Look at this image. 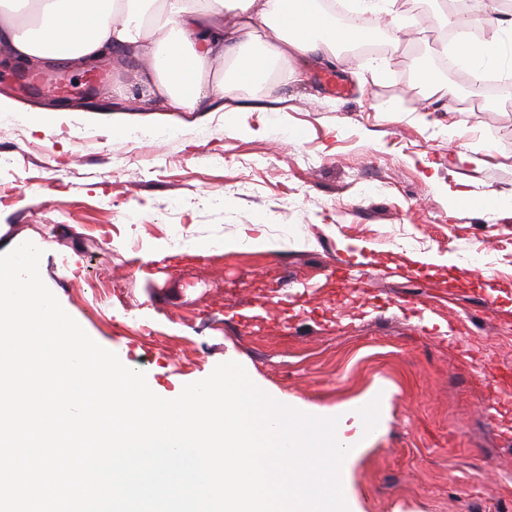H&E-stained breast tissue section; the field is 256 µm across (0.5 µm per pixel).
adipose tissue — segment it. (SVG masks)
<instances>
[{"instance_id": "1", "label": "adipose tissue", "mask_w": 512, "mask_h": 512, "mask_svg": "<svg viewBox=\"0 0 512 512\" xmlns=\"http://www.w3.org/2000/svg\"><path fill=\"white\" fill-rule=\"evenodd\" d=\"M29 2L0 0V43L16 59L87 67L131 58L152 77L154 96L179 112L220 99L237 115L238 90L269 88L288 62L374 37L370 29L337 25L324 0H209L204 9L194 0H40L36 23L15 21ZM460 47L475 87L488 71L512 64L496 37ZM221 61L228 65L223 79L203 83V73Z\"/></svg>"}]
</instances>
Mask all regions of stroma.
<instances>
[{"instance_id": "stroma-1", "label": "stroma", "mask_w": 512, "mask_h": 512, "mask_svg": "<svg viewBox=\"0 0 512 512\" xmlns=\"http://www.w3.org/2000/svg\"><path fill=\"white\" fill-rule=\"evenodd\" d=\"M442 31L291 62L233 121L144 101L150 75L122 60L80 95L87 69L0 46V254L39 247L61 306L162 398L234 361L311 415L379 399L343 462L348 512H512V103L426 99ZM354 246L382 264L337 280Z\"/></svg>"}]
</instances>
